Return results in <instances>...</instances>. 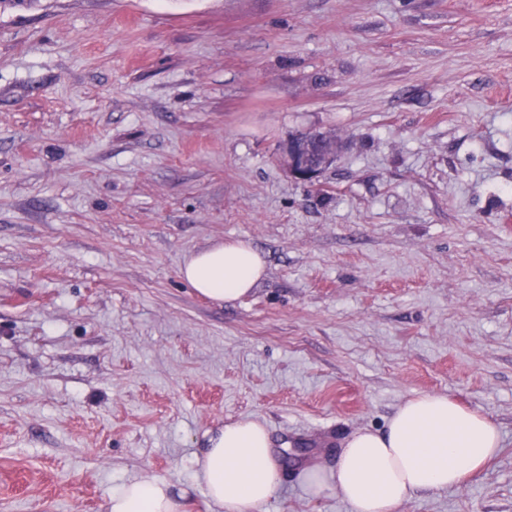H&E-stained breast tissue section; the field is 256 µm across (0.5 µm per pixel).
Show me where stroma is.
I'll use <instances>...</instances> for the list:
<instances>
[{
  "label": "stroma",
  "instance_id": "stroma-1",
  "mask_svg": "<svg viewBox=\"0 0 512 512\" xmlns=\"http://www.w3.org/2000/svg\"><path fill=\"white\" fill-rule=\"evenodd\" d=\"M350 147L315 183L290 136ZM244 240L231 304L187 257ZM498 426L398 512H512V0H35L0 7V512H105L267 427L258 512H352L304 471L416 394ZM345 146L346 144L341 140H338L336 137H330L317 162L310 165L300 150L294 145L293 138H290L285 148V162L288 174L295 179L312 182L326 169L334 165L337 155ZM265 269L264 258L250 243L233 241L191 254L180 268V275L200 295L220 304L249 294Z\"/></svg>",
  "mask_w": 512,
  "mask_h": 512
}]
</instances>
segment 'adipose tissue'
Returning a JSON list of instances; mask_svg holds the SVG:
<instances>
[{"label":"adipose tissue","mask_w":512,"mask_h":512,"mask_svg":"<svg viewBox=\"0 0 512 512\" xmlns=\"http://www.w3.org/2000/svg\"><path fill=\"white\" fill-rule=\"evenodd\" d=\"M266 262L245 241L191 254L181 277L200 295L231 303L249 294ZM501 445L497 425L448 397L420 394L403 402L383 432L361 430L342 448L331 484L353 512H397L414 495L476 478ZM195 477L222 512H249L276 492L283 476L261 421L224 425L194 456ZM107 512H186L163 480L144 476L113 490Z\"/></svg>","instance_id":"adipose-tissue-1"}]
</instances>
